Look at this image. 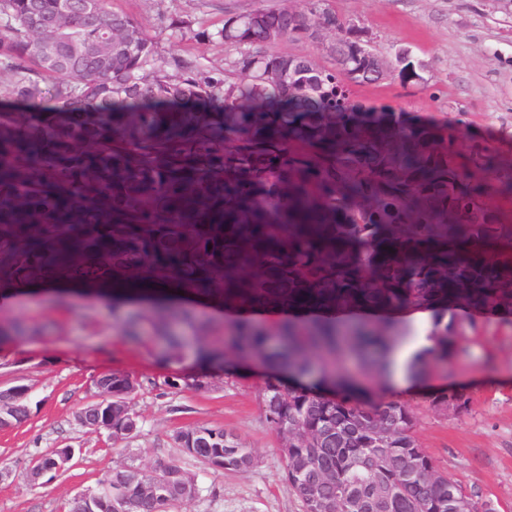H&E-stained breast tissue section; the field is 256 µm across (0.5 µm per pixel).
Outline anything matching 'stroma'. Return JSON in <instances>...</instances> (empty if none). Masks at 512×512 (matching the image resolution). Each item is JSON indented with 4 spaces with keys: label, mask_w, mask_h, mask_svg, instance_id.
<instances>
[{
    "label": "stroma",
    "mask_w": 512,
    "mask_h": 512,
    "mask_svg": "<svg viewBox=\"0 0 512 512\" xmlns=\"http://www.w3.org/2000/svg\"><path fill=\"white\" fill-rule=\"evenodd\" d=\"M111 6L142 27L162 60L185 59L202 74L229 80L241 78L234 63L246 50L220 38L228 17L258 7L330 11L360 26L378 51L392 57L409 50L421 66L416 83L391 73L354 86L365 109L452 127L460 153L477 140L512 159V0H111ZM335 40V29L324 27L317 39H281L261 50L310 55L330 68ZM175 301L217 326L235 316L220 288H188ZM463 318L475 320L481 333L467 354L431 374L428 391L386 390L382 396L410 405L415 435L438 471L496 512H512V316L467 312ZM14 325H39L43 332L32 340H0V388L30 390L28 419L0 430V512H68L75 494L94 489L113 468L148 470L168 459L199 489L171 512H302L283 478L281 439L259 405L267 378L261 363L229 377L220 369L202 375L193 355L168 360L152 331L136 340L116 336L111 282L104 278L86 284L74 275L52 278L38 293L25 284L0 289V327ZM115 371L141 384L133 401L139 430L119 441L77 419L94 380ZM448 389L466 393L465 410L430 408L428 393ZM202 425L236 434L253 449L254 467L214 470L185 455L176 434ZM63 447L74 448L73 461L30 483L32 458Z\"/></svg>",
    "instance_id": "stroma-1"
}]
</instances>
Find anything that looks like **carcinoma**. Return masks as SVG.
Masks as SVG:
<instances>
[{
	"mask_svg": "<svg viewBox=\"0 0 512 512\" xmlns=\"http://www.w3.org/2000/svg\"><path fill=\"white\" fill-rule=\"evenodd\" d=\"M28 0H0V67L15 73L4 88L14 102L0 108V278L10 282L64 268L79 252L94 265L112 261V278L177 271L193 288H210L224 273V303L238 309L286 305L290 310L366 308L375 321L343 326L332 318L290 315L259 325L239 316L224 331L166 302L124 318L120 332L138 338L142 320L180 345V324L201 338L197 360H219L208 337L224 335V354L261 360L270 378L259 403L272 429L288 421L307 436L332 417L350 422L340 439L279 449L284 479L303 512H348L352 493H366L378 477L398 484L385 506L361 499L359 512H448V479L421 453V465L401 476L404 456L419 448L410 405L380 402L346 377L345 357L367 366L388 388L390 351L411 340L398 313L432 310L429 347L408 363L411 377L444 369L463 351L464 326L451 316L459 306L512 313V224L485 201L490 173L512 195V170H499L491 149L471 146L458 161L453 130L440 132L395 112H362L346 71L362 62L336 61L318 75L311 96L291 93L288 82L269 86L265 74L288 55L247 53L236 65L240 82H211L193 64L173 60L162 70L145 36L112 57L103 70L87 56L78 72L48 69L34 57L20 18ZM136 22L103 0L94 22L71 19L62 36L90 44L110 23ZM288 28V9H265L262 23L246 13L227 19L219 36L243 46L266 42V30ZM53 80L42 95L39 79ZM143 80L138 94L130 80ZM300 380L288 401L282 372ZM391 418V441L377 448L362 418ZM222 448H199L193 458L215 468L245 471L253 450L233 432ZM302 457L315 469L293 473ZM115 469L88 492L112 487L124 512H168L175 497L142 500L140 486Z\"/></svg>",
	"mask_w": 512,
	"mask_h": 512,
	"instance_id": "1",
	"label": "carcinoma"
}]
</instances>
